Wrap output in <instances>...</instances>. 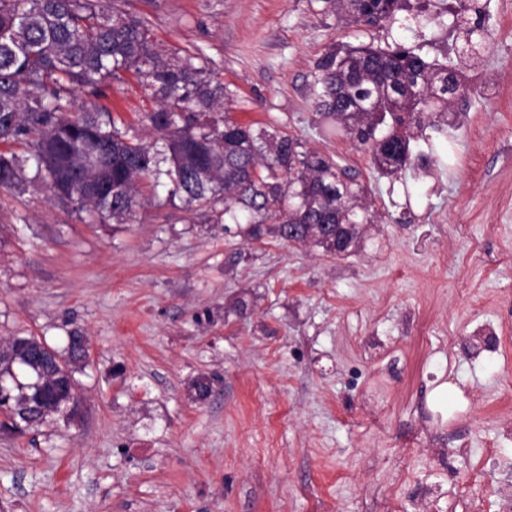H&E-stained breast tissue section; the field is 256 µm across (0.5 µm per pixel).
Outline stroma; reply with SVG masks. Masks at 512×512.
<instances>
[{"label": "stroma", "mask_w": 512, "mask_h": 512, "mask_svg": "<svg viewBox=\"0 0 512 512\" xmlns=\"http://www.w3.org/2000/svg\"><path fill=\"white\" fill-rule=\"evenodd\" d=\"M163 56H196L232 119L333 156L378 215L337 257L153 198L102 222L39 184L0 192V342L90 346L77 412L0 433V512H506L512 483V0L464 69L424 171L380 176L315 109L334 49L400 43L459 66L440 0L371 28L325 0H114ZM100 105L157 135L135 77ZM249 306L240 311L238 298ZM211 396L194 400L198 376Z\"/></svg>", "instance_id": "obj_1"}]
</instances>
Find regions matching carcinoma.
I'll return each instance as SVG.
<instances>
[{
	"label": "carcinoma",
	"mask_w": 512,
	"mask_h": 512,
	"mask_svg": "<svg viewBox=\"0 0 512 512\" xmlns=\"http://www.w3.org/2000/svg\"><path fill=\"white\" fill-rule=\"evenodd\" d=\"M107 0H0V190L19 188L30 167L52 196L78 211L122 224L140 207L138 183L151 178L166 200L212 209L224 200V231L247 241L274 235L288 243L349 256L363 247L375 214L367 189L329 156L300 150L289 136L255 130L224 108V85L203 76L191 57L164 58L143 22L109 13ZM340 18L377 26L399 11L425 9L410 0H327ZM483 0H455L459 57L473 62L490 33ZM315 107L336 134L357 142L381 174L396 176L423 155L413 129L453 126L458 72L426 61L412 47L339 48L322 58ZM132 73L153 103L145 113L163 149L132 138L112 110L77 108L78 88L96 99L107 83ZM83 336L64 351L38 336L0 344V433L22 434L76 411L74 373L87 362Z\"/></svg>",
	"instance_id": "obj_1"
}]
</instances>
